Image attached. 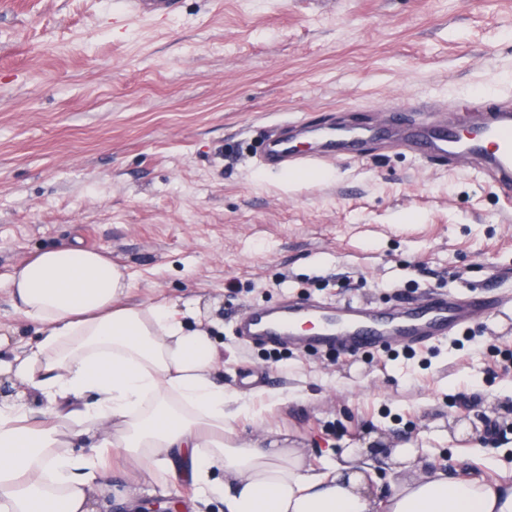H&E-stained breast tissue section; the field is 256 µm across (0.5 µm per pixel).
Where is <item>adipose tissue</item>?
Instances as JSON below:
<instances>
[{
  "instance_id": "obj_1",
  "label": "adipose tissue",
  "mask_w": 512,
  "mask_h": 512,
  "mask_svg": "<svg viewBox=\"0 0 512 512\" xmlns=\"http://www.w3.org/2000/svg\"><path fill=\"white\" fill-rule=\"evenodd\" d=\"M7 285L42 327L13 374L45 402L37 412L21 396L0 401V500L14 512H94L91 492L115 455L134 469L113 487L130 505L137 475L183 474L195 506L219 489L224 512H512V486L426 468L409 446L346 448L318 470L282 440L244 441L236 423L247 404L219 383L221 353L194 308L128 303L127 273L101 251H43ZM103 423L111 435L71 456L74 439ZM372 455L412 473L383 499L366 465Z\"/></svg>"
}]
</instances>
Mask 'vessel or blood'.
Wrapping results in <instances>:
<instances>
[{
  "label": "vessel or blood",
  "mask_w": 512,
  "mask_h": 512,
  "mask_svg": "<svg viewBox=\"0 0 512 512\" xmlns=\"http://www.w3.org/2000/svg\"><path fill=\"white\" fill-rule=\"evenodd\" d=\"M178 5L179 0H127V11L137 17L166 18ZM450 110L443 120L393 112L380 126L293 121L267 134L257 161L269 169L315 168L356 156L370 142L393 139L425 165L464 167L512 194V94L500 95L489 108L463 98ZM303 137L315 141V151L299 149ZM511 309L512 292L486 289L462 295L433 291L389 307L290 298L273 307L246 309L234 318L233 331L242 343L280 350L384 355L435 347Z\"/></svg>",
  "instance_id": "vessel-or-blood-1"
}]
</instances>
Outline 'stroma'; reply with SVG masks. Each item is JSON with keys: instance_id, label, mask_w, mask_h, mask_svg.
Wrapping results in <instances>:
<instances>
[{"instance_id": "obj_1", "label": "stroma", "mask_w": 512, "mask_h": 512, "mask_svg": "<svg viewBox=\"0 0 512 512\" xmlns=\"http://www.w3.org/2000/svg\"><path fill=\"white\" fill-rule=\"evenodd\" d=\"M500 91L512 0H180L164 21L125 0H0V362L38 339L8 274L78 242L125 267L130 302H194L225 391L250 399L238 428L259 419L318 469L373 435L512 486V311L475 346L427 351L426 367L279 353L230 329L287 296L512 290V203L467 169L373 145L298 178L255 160L261 130L287 119L369 121ZM137 496L193 512L184 477L141 479Z\"/></svg>"}]
</instances>
